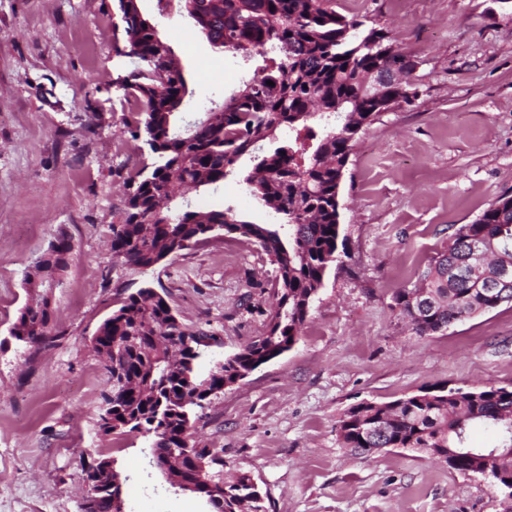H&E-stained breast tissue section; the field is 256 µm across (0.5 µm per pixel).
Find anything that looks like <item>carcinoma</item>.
<instances>
[{"label":"carcinoma","instance_id":"cac0c4a2","mask_svg":"<svg viewBox=\"0 0 512 512\" xmlns=\"http://www.w3.org/2000/svg\"><path fill=\"white\" fill-rule=\"evenodd\" d=\"M181 2L208 42L247 57L267 46L272 56L264 58L261 80L249 77L182 137L173 123L187 95L183 70L156 25L135 5L118 0L124 46L117 52L135 63L120 86L138 116L132 135L147 146L149 162L130 181L123 223L112 225V252L132 271L148 270L168 248L181 251L202 240L201 215L219 225L211 236L233 232L269 255L279 282L274 313L258 341L242 349L235 363H223L227 376L237 365L245 368L290 349L299 337L324 273L337 261V177L347 164L351 140L375 121L376 104L368 93L371 75L403 52L383 43L378 30H363L361 22L336 11L335 0ZM284 129L296 140H317L315 148L309 151L294 142L263 153L257 156L255 174L246 178L250 192L280 223L252 224L229 207L200 213L188 204L173 210L158 202L173 180L190 189L224 182L241 156L262 150ZM511 201L501 197L475 222L457 228L422 270L424 320L415 316L419 302L409 293L396 296L399 313L417 335L498 307L488 287L506 266L512 282ZM474 241L490 246L484 267L471 256ZM71 251L69 237L60 233L26 275L32 298L14 324L15 339L35 346L53 341L46 287L65 272ZM206 338L177 323L168 302L152 288L129 294L94 339L107 351L108 381L118 384L104 396L99 416L104 432L148 434V459L156 448L179 445L191 429L196 403L190 398H202L223 383L212 371L203 377L195 371L196 359L209 347ZM395 405L398 410L383 437L367 430L369 407H350L342 422L345 447L358 454L368 448H464L473 427L512 442V423L503 418L512 413V391L502 387L436 388L397 399ZM152 429L161 434H151ZM110 510V498L100 492L78 505V512Z\"/></svg>","mask_w":512,"mask_h":512}]
</instances>
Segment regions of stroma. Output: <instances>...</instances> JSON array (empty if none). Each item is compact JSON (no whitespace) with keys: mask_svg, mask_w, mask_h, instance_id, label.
<instances>
[{"mask_svg":"<svg viewBox=\"0 0 512 512\" xmlns=\"http://www.w3.org/2000/svg\"><path fill=\"white\" fill-rule=\"evenodd\" d=\"M117 0H0V512H78L83 470L108 457L124 481L127 512H207L164 486L141 434L102 433L110 385L92 339L105 317L150 282L186 327L220 345L218 360L262 336L277 288L268 255L234 233L168 256L149 276L112 252L127 185L141 167L136 115L116 79L134 67L117 55ZM187 81L191 121L237 90L261 55L215 49L177 0H141ZM352 17L382 29L409 56L412 104L383 113L353 143L339 188L344 253L328 268L297 342L198 409L199 448L225 477L250 474L268 512H512L488 480L425 454L366 457L341 442L343 414L424 388H512V304L448 330L416 335L395 306L463 224L512 197V0H361ZM250 156L218 187L190 191L192 208H232L274 224L250 194ZM68 268L50 290L54 341L10 335L27 300L25 278L59 233Z\"/></svg>","mask_w":512,"mask_h":512,"instance_id":"35a3bbf8","label":"stroma"}]
</instances>
